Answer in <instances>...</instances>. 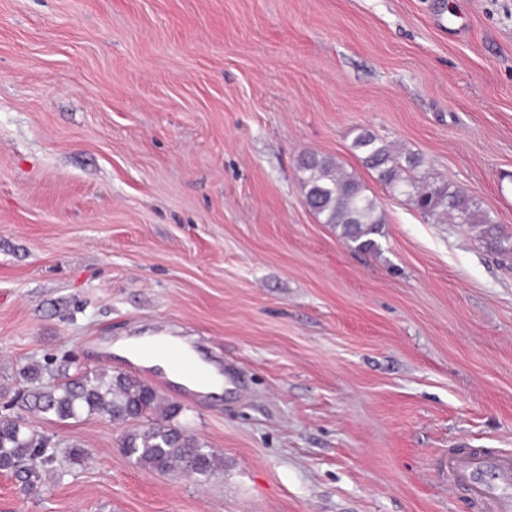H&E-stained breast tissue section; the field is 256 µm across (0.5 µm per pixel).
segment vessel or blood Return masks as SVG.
<instances>
[{
	"label": "vessel or blood",
	"mask_w": 512,
	"mask_h": 512,
	"mask_svg": "<svg viewBox=\"0 0 512 512\" xmlns=\"http://www.w3.org/2000/svg\"><path fill=\"white\" fill-rule=\"evenodd\" d=\"M151 352L165 354L184 377L201 378L198 365L165 338ZM443 473L452 491L464 490L474 512H512V452L497 448H452L443 459Z\"/></svg>",
	"instance_id": "vessel-or-blood-1"
}]
</instances>
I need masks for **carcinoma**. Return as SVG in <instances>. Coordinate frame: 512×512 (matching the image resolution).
I'll return each mask as SVG.
<instances>
[{
	"label": "carcinoma",
	"mask_w": 512,
	"mask_h": 512,
	"mask_svg": "<svg viewBox=\"0 0 512 512\" xmlns=\"http://www.w3.org/2000/svg\"><path fill=\"white\" fill-rule=\"evenodd\" d=\"M352 148L363 165L393 193L413 201L428 217L446 215L454 224L475 231L486 249L512 263V233L482 209L460 187L445 180L425 182L417 175L418 154L397 152L392 145L366 128L357 129ZM298 181L304 202L323 224H329L358 251L379 250L385 218L377 200L363 183L334 159L303 155ZM30 384L27 411L51 415L60 421L83 414H100L118 425L135 423L119 440L123 454L140 467L156 472L193 468L192 474L208 479L221 464L217 455L179 422L181 405L164 399L146 381L101 369L71 376L53 371L48 364L32 362L23 368ZM67 448L73 463H82L88 452L81 444L67 445L38 431L26 417L0 413V468L16 474L24 488L39 490L46 477L55 474L59 448Z\"/></svg>",
	"instance_id": "obj_1"
}]
</instances>
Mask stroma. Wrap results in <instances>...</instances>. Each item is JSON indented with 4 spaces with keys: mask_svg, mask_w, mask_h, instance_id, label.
Masks as SVG:
<instances>
[{
    "mask_svg": "<svg viewBox=\"0 0 512 512\" xmlns=\"http://www.w3.org/2000/svg\"><path fill=\"white\" fill-rule=\"evenodd\" d=\"M367 128L512 228V0H0V398L22 367L137 376L223 459L142 469L92 415L0 512H473L448 449L512 448V271L352 151ZM315 152L376 197L355 251L305 205ZM192 339L196 400L112 356Z\"/></svg>",
    "mask_w": 512,
    "mask_h": 512,
    "instance_id": "1",
    "label": "stroma"
}]
</instances>
